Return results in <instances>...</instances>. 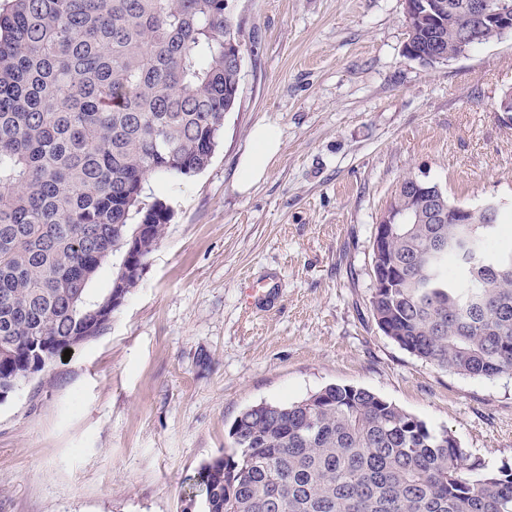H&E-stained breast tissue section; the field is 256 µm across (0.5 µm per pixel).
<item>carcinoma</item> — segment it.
Masks as SVG:
<instances>
[{"label":"carcinoma","instance_id":"obj_1","mask_svg":"<svg viewBox=\"0 0 512 512\" xmlns=\"http://www.w3.org/2000/svg\"><path fill=\"white\" fill-rule=\"evenodd\" d=\"M225 0H0V387L27 384L75 336L91 342L90 284L121 265L144 225L165 234L167 201L144 183L211 162L242 72ZM412 24L417 56L452 55L470 26ZM396 202L409 207L413 176ZM500 219L408 224L391 244L415 259L372 297L388 337L458 374L512 375V247ZM507 259L487 271L485 258ZM224 454L198 471L201 512H512V468H488L374 392L331 384L292 404L259 403L233 421Z\"/></svg>","mask_w":512,"mask_h":512}]
</instances>
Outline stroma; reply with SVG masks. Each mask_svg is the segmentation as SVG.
Here are the masks:
<instances>
[{
  "instance_id": "1",
  "label": "stroma",
  "mask_w": 512,
  "mask_h": 512,
  "mask_svg": "<svg viewBox=\"0 0 512 512\" xmlns=\"http://www.w3.org/2000/svg\"><path fill=\"white\" fill-rule=\"evenodd\" d=\"M238 105L202 172L149 178L172 217L103 335L0 403V512H180L248 406L367 388L471 458L512 466V375L401 349L371 312L376 224L408 175L500 203L512 245V33L435 66L403 52L404 0H236ZM259 123L282 140L237 187ZM271 296L247 307L244 290Z\"/></svg>"
}]
</instances>
